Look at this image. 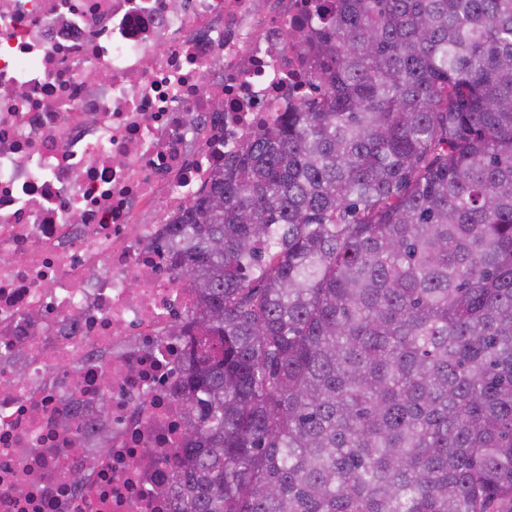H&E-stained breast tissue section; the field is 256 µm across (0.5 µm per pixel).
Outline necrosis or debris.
I'll use <instances>...</instances> for the list:
<instances>
[{
	"mask_svg": "<svg viewBox=\"0 0 512 512\" xmlns=\"http://www.w3.org/2000/svg\"><path fill=\"white\" fill-rule=\"evenodd\" d=\"M322 4L0 0V512H168L144 454L187 428V340L163 330L196 292L159 242L241 137L305 91L297 35ZM104 412L112 446L74 487L88 450L62 420L87 430Z\"/></svg>",
	"mask_w": 512,
	"mask_h": 512,
	"instance_id": "1",
	"label": "necrosis or debris"
}]
</instances>
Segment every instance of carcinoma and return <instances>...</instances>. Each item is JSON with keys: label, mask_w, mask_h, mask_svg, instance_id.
<instances>
[{"label": "carcinoma", "mask_w": 512, "mask_h": 512, "mask_svg": "<svg viewBox=\"0 0 512 512\" xmlns=\"http://www.w3.org/2000/svg\"><path fill=\"white\" fill-rule=\"evenodd\" d=\"M327 11L161 241L197 293L171 512H512V0Z\"/></svg>", "instance_id": "obj_1"}]
</instances>
